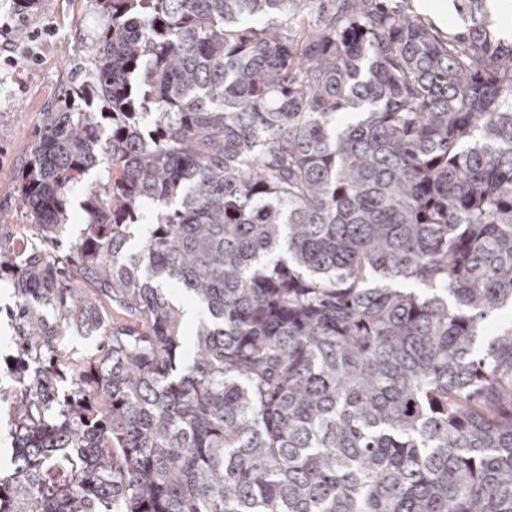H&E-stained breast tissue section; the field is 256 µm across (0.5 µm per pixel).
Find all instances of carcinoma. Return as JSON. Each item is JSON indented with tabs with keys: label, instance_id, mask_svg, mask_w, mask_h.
I'll list each match as a JSON object with an SVG mask.
<instances>
[{
	"label": "carcinoma",
	"instance_id": "1",
	"mask_svg": "<svg viewBox=\"0 0 512 512\" xmlns=\"http://www.w3.org/2000/svg\"><path fill=\"white\" fill-rule=\"evenodd\" d=\"M95 5L19 181L0 512H512V323L482 340L512 310V46L484 0L462 38L404 0ZM108 169L106 164L99 163L89 170L82 178L81 183L76 185L67 194L66 216L63 221L64 226L60 231V239L66 245L75 241L83 229L81 218L84 216V203L87 193L96 184H101L108 179Z\"/></svg>",
	"mask_w": 512,
	"mask_h": 512
}]
</instances>
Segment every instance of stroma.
Returning <instances> with one entry per match:
<instances>
[{
  "label": "stroma",
  "instance_id": "stroma-1",
  "mask_svg": "<svg viewBox=\"0 0 512 512\" xmlns=\"http://www.w3.org/2000/svg\"><path fill=\"white\" fill-rule=\"evenodd\" d=\"M25 23L31 28H53L47 40L33 44L36 60L25 55L4 65L0 46V254L15 249L33 229L18 194L19 176L30 156L31 145L43 115L61 92L67 79L86 65L90 50L107 18L91 0H32ZM108 169L98 164L67 194L66 216L60 232L63 243L79 237L84 203L95 185L106 182ZM15 277L8 267L0 268V474L9 473L13 442L7 401L13 381L6 371L16 353L18 329L15 319Z\"/></svg>",
  "mask_w": 512,
  "mask_h": 512
}]
</instances>
